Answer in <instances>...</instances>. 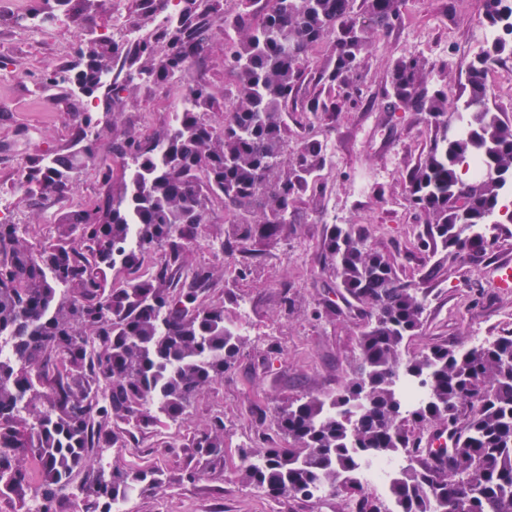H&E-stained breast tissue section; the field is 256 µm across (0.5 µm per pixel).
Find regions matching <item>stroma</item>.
<instances>
[{
  "instance_id": "35a3bbf8",
  "label": "stroma",
  "mask_w": 512,
  "mask_h": 512,
  "mask_svg": "<svg viewBox=\"0 0 512 512\" xmlns=\"http://www.w3.org/2000/svg\"><path fill=\"white\" fill-rule=\"evenodd\" d=\"M47 7L46 0H0V49L8 62L0 70V197L11 199L21 223H30L37 211L48 216L49 224L38 229L42 236L66 209L56 198L35 201L23 194L17 180L19 161L49 151L70 152L71 117L92 110L99 153L96 159L80 160L78 189L99 195L97 168L112 159L113 130H165L160 104L178 91L174 83L131 88L120 107L124 120L119 124L106 116L102 103L87 104L84 96L64 88L53 103H45L38 75L52 64L62 71L78 69V57L60 56L61 47L77 42L90 26L111 32L113 23L111 5L101 0L88 14H58L45 34L16 24V15ZM481 18L480 0H466L459 8L453 0H410L404 23L381 36L364 57L362 102L342 108L316 127L302 124L299 113L318 87L308 78L299 84L288 103L289 141L317 134L331 144L332 161L300 206L297 234L280 242H257L262 256L246 279L237 277L236 258L193 247L194 262L223 267L209 297L220 301L227 289H234L237 300L229 315L244 321L245 343L223 381L182 421L137 429L128 447L107 450L114 464L150 461L168 475L158 494L136 496L130 512H342L341 497L273 499L243 483L237 473L240 448L274 437L273 418L280 408L308 396L335 394L354 368L360 328L334 280L322 272L320 238L327 225H375L370 245L394 258L401 276L424 279V326L419 335L405 340L404 356L419 355L434 344L464 346L476 328L491 337L512 330V292L493 281L500 259L512 258V224L499 232L493 252L482 258L449 259L410 247L408 235L422 218L407 201L406 174L428 145L430 132L419 116L382 109L391 63L407 49L422 51L442 65L434 80L447 86L449 101L466 99V67L486 49L474 40V25ZM287 285L296 296V309L289 315L281 310ZM217 415L224 419L220 469L199 464L191 446L195 430ZM189 465L199 468L196 481L181 478Z\"/></svg>"
}]
</instances>
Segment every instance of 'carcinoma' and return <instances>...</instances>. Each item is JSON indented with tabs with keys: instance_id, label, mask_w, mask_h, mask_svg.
I'll return each instance as SVG.
<instances>
[{
	"instance_id": "carcinoma-1",
	"label": "carcinoma",
	"mask_w": 512,
	"mask_h": 512,
	"mask_svg": "<svg viewBox=\"0 0 512 512\" xmlns=\"http://www.w3.org/2000/svg\"><path fill=\"white\" fill-rule=\"evenodd\" d=\"M180 0L177 20L135 42L85 37L74 51L84 69L44 73L43 90L75 84L118 106L131 84L178 80L191 108L163 135L125 131L112 139L117 163L99 167L105 193L69 212L55 234L33 241L32 225L0 223V337L14 359L0 362V495L20 494L38 476L41 502L26 512H58L62 500L81 512H109L112 496L162 486L149 464H103L127 442L130 427L157 415L176 419L236 361L243 337L224 303L205 300L223 272L189 262L208 206L231 216L217 253L239 252L242 277L257 258L251 245L295 232L298 203L317 186L326 143L289 145L286 110L322 48V91L304 107L314 126L344 103L362 99L364 55L403 19L405 0ZM484 21L502 31L466 71V133L449 131L448 92L432 84L434 65L406 50L388 76V112H412L432 131L423 160L407 175L410 203L424 216L415 245L450 256L485 255L495 238L474 229L512 224L501 212L512 186V122L487 102L491 67L512 58V0H481ZM224 34L222 121L207 118L216 98L193 78L213 32ZM92 113L77 122L73 151L24 164L30 198L76 190V160L97 154ZM477 158L482 171L463 166ZM138 247L127 249L130 228ZM368 228L324 229L323 267L363 321L353 377L336 395L311 397L274 417L283 448L242 451L243 479L277 498L322 493L348 502L345 512H390L358 476L366 458L413 461L390 485L401 512H512V332L460 350L436 345L405 359L404 340L422 325L425 295L400 278L394 261L367 245ZM405 376L425 377L428 401L404 407ZM153 403L157 415L146 409ZM447 431L448 447L425 442ZM207 464L224 465V419L193 435ZM258 457L260 463L249 460Z\"/></svg>"
}]
</instances>
